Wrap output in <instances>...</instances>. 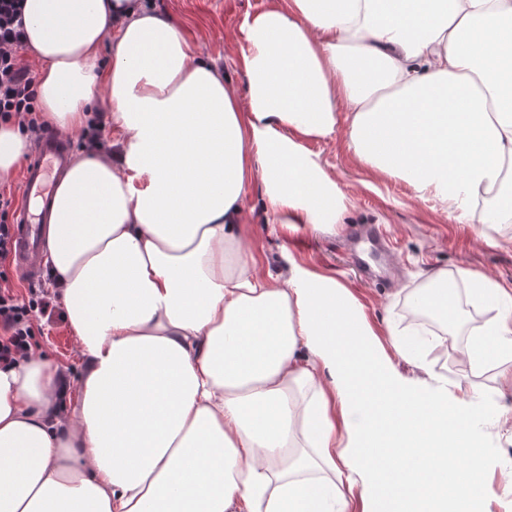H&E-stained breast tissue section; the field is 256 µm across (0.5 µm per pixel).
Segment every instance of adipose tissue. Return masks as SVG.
<instances>
[{"instance_id": "ef3b65f1", "label": "adipose tissue", "mask_w": 512, "mask_h": 512, "mask_svg": "<svg viewBox=\"0 0 512 512\" xmlns=\"http://www.w3.org/2000/svg\"><path fill=\"white\" fill-rule=\"evenodd\" d=\"M40 119L103 115L43 228L77 378L33 347L0 367V512H482L475 428L493 399L401 378L336 278L245 242L338 231L314 142L347 127L378 177L480 224L512 222V0H288L245 15L243 91L147 0H24ZM112 59L102 62L104 41ZM31 147L0 123V178ZM497 317L464 347L512 386V291L462 272Z\"/></svg>"}]
</instances>
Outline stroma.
I'll return each mask as SVG.
<instances>
[{
  "mask_svg": "<svg viewBox=\"0 0 512 512\" xmlns=\"http://www.w3.org/2000/svg\"><path fill=\"white\" fill-rule=\"evenodd\" d=\"M271 0H150L167 15L190 41L197 57L214 61L225 80L241 87L238 66L241 53L239 24L245 13L265 9ZM346 130L333 138L312 143L328 170L333 173L351 206L341 232L331 233L302 224L288 230L267 221L258 189L247 200L246 239L262 253L270 267L285 265L287 259L313 272L336 276L350 289L362 306L367 320L382 343H389L390 326L411 330L408 314L416 292L428 286V276L443 271L456 276L466 269L512 287V223L476 224L446 213L434 199L415 197L399 181L377 179L360 166L346 148ZM372 224L386 241L389 260L359 252L351 243L353 226ZM494 314L466 298L458 305L449 324L453 339L448 350L427 348L424 368L395 359L398 373L405 378H422L429 383L447 382L449 391L475 390L497 401L500 410L486 415L480 424V440L486 456L485 482L489 493L485 512H512V458L503 450L512 445V419L503 410L512 409V388L502 387L493 364H472L463 347L480 331V320ZM34 346L49 358L78 374L77 340L67 320L43 327Z\"/></svg>",
  "mask_w": 512,
  "mask_h": 512,
  "instance_id": "1",
  "label": "stroma"
}]
</instances>
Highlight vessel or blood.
Listing matches in <instances>:
<instances>
[{
  "label": "vessel or blood",
  "instance_id": "1",
  "mask_svg": "<svg viewBox=\"0 0 512 512\" xmlns=\"http://www.w3.org/2000/svg\"><path fill=\"white\" fill-rule=\"evenodd\" d=\"M72 146L67 140L54 135L43 137L34 156L27 165L23 178V191L29 202L17 216L13 264L25 279L35 280L41 274V261L45 248L41 228L42 205L52 198L54 180L69 165Z\"/></svg>",
  "mask_w": 512,
  "mask_h": 512
}]
</instances>
